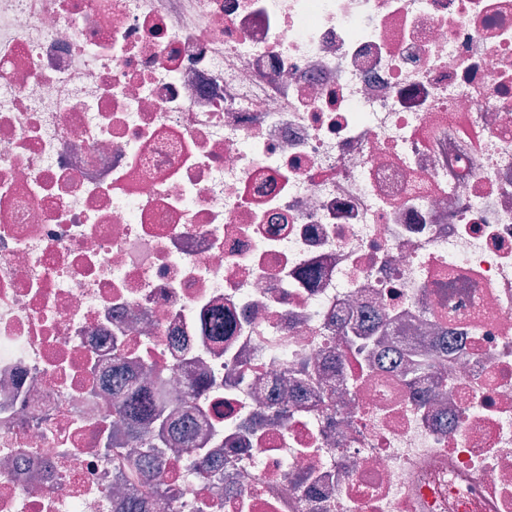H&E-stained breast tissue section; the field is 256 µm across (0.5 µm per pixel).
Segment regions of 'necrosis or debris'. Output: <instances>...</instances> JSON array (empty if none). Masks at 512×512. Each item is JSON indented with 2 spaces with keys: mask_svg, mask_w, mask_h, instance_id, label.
<instances>
[{
  "mask_svg": "<svg viewBox=\"0 0 512 512\" xmlns=\"http://www.w3.org/2000/svg\"><path fill=\"white\" fill-rule=\"evenodd\" d=\"M378 320L460 344L412 386L343 334ZM118 337L223 479L104 449ZM159 481L512 512V0H0V512Z\"/></svg>",
  "mask_w": 512,
  "mask_h": 512,
  "instance_id": "4bbe7bcc",
  "label": "necrosis or debris"
}]
</instances>
